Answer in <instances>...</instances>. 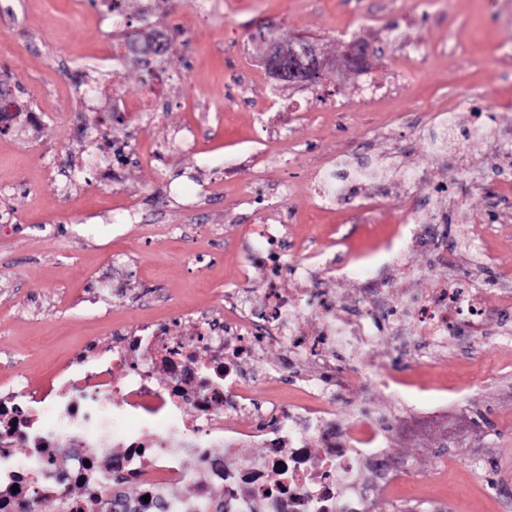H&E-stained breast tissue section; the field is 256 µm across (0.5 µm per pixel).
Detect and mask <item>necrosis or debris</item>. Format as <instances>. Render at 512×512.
<instances>
[{
    "instance_id": "obj_1",
    "label": "necrosis or debris",
    "mask_w": 512,
    "mask_h": 512,
    "mask_svg": "<svg viewBox=\"0 0 512 512\" xmlns=\"http://www.w3.org/2000/svg\"><path fill=\"white\" fill-rule=\"evenodd\" d=\"M447 221L431 208L398 225L402 252L428 251L437 272L415 300H393L383 316L370 300L386 293V279L360 260L371 226L345 239L341 260L326 247L294 249L278 221L256 229L241 253L223 317L198 319L188 333L166 320L140 322L36 383L1 364L0 512H368L402 465L383 426L361 415L339 429L333 419L337 395L372 381L397 396L410 382L373 355L378 331L408 359L417 344L483 335L512 311V292L488 301L454 268L437 232ZM309 266L362 280V295L348 304L324 288L284 287L289 271ZM256 268L264 272L257 285ZM256 291L258 307L248 301ZM269 345L315 362L318 376L266 365ZM276 376L305 401L257 399L254 381ZM247 445L261 455L244 454ZM186 484L192 496L179 495Z\"/></svg>"
}]
</instances>
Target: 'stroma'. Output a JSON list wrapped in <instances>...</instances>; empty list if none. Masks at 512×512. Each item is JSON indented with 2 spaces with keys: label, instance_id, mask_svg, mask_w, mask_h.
Instances as JSON below:
<instances>
[{
  "label": "stroma",
  "instance_id": "1",
  "mask_svg": "<svg viewBox=\"0 0 512 512\" xmlns=\"http://www.w3.org/2000/svg\"><path fill=\"white\" fill-rule=\"evenodd\" d=\"M160 34L163 50H137ZM314 41L324 61L313 83L275 80L264 60L273 43ZM368 44L360 70L346 45ZM125 50L109 59L113 44ZM168 77L164 105L116 119L114 95L140 98L150 65ZM0 74L23 115L0 133V362L18 363L30 381L75 348L134 331L152 318L224 311L236 282L240 225L287 212L297 242L327 225L352 233L356 215L378 225L374 249L410 212L413 189L481 178L468 197L435 198L452 214L448 241L489 217L482 146L459 162L437 147L443 123L465 124L494 110L512 128V0H0ZM102 91L97 104L86 86ZM43 112L38 124L28 112ZM141 147L145 165L116 163ZM115 164L101 181L86 154ZM340 173L343 199L312 206L322 166ZM136 202L140 218L118 207ZM204 218L213 267L197 271L186 240L172 233L189 215ZM457 261L471 265L464 250ZM473 356L424 365L426 390L368 385L336 404V425L353 414L390 418L389 448L403 463L392 492L371 512H512V370L496 336ZM460 387L446 410L429 415L430 385Z\"/></svg>",
  "mask_w": 512,
  "mask_h": 512
}]
</instances>
